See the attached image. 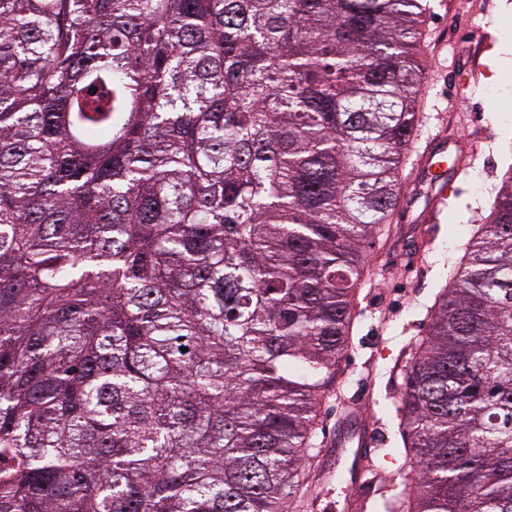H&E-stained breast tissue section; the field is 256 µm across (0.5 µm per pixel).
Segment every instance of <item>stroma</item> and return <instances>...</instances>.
<instances>
[{"mask_svg":"<svg viewBox=\"0 0 512 512\" xmlns=\"http://www.w3.org/2000/svg\"><path fill=\"white\" fill-rule=\"evenodd\" d=\"M427 7L425 92L400 169L402 197L369 250V273L354 304L351 346L316 424L320 451L304 463L311 483L304 512H372L399 473L410 470L397 451L402 439L392 405L400 368L410 344L425 334L435 295L475 225L488 215L507 167L503 150L512 140V58L495 76L488 61L496 48L512 49V0H427ZM469 70L474 86L458 96L454 79ZM443 148L461 172L445 213L434 216L429 162ZM353 401L377 436V450L365 463L370 495L357 509L346 506L341 491L350 459L328 444Z\"/></svg>","mask_w":512,"mask_h":512,"instance_id":"1","label":"stroma"}]
</instances>
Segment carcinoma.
<instances>
[{"instance_id":"carcinoma-1","label":"carcinoma","mask_w":512,"mask_h":512,"mask_svg":"<svg viewBox=\"0 0 512 512\" xmlns=\"http://www.w3.org/2000/svg\"><path fill=\"white\" fill-rule=\"evenodd\" d=\"M425 11L0 0V512H294ZM430 318L384 510L512 512V166Z\"/></svg>"}]
</instances>
